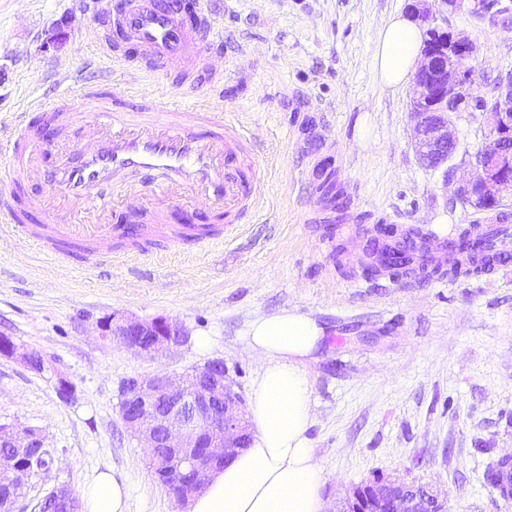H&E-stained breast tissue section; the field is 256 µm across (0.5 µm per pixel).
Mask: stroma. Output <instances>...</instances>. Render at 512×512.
<instances>
[{
	"mask_svg": "<svg viewBox=\"0 0 512 512\" xmlns=\"http://www.w3.org/2000/svg\"><path fill=\"white\" fill-rule=\"evenodd\" d=\"M409 2L213 0L227 57L224 116L257 141L271 183L258 214L224 243L186 255L159 231L145 255L79 268L0 231V336L41 354L76 387L75 401L64 403L49 375L0 356V423L34 430L54 451L19 512H34L59 486L83 492L104 471L126 486L127 512H180L119 418L121 384L220 359L237 391L250 395L266 359L248 351V325L283 310L324 330L301 368L325 512L389 475L438 487L451 512H512L486 481L489 466L512 452V265L449 284L367 287L351 262L365 229L385 219L426 229L488 217L419 164L413 86H386L376 72L377 36ZM95 19L92 0H0V127L38 102L81 105L77 74L180 102L174 76L89 67ZM448 27L475 42L478 91L489 95V78L512 70V29L486 28L464 12L449 15ZM324 165L348 201L343 241L331 209L305 219L320 202ZM112 314L167 317L188 337L166 356L140 357L100 338L97 324Z\"/></svg>",
	"mask_w": 512,
	"mask_h": 512,
	"instance_id": "obj_1",
	"label": "stroma"
}]
</instances>
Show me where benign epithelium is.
<instances>
[{"label": "benign epithelium", "mask_w": 512, "mask_h": 512, "mask_svg": "<svg viewBox=\"0 0 512 512\" xmlns=\"http://www.w3.org/2000/svg\"><path fill=\"white\" fill-rule=\"evenodd\" d=\"M497 11L487 0H416L409 14L439 47L426 46L414 73L411 108V145L419 162L429 169L448 167L459 149L456 120L460 113L490 116L482 141L470 160L443 172L444 183L455 184L456 196L470 204L481 198L506 204L512 199V72L500 74L497 91L486 102L477 92L480 72L476 46L463 32L447 28L448 15L467 12L489 28L512 25V0H499ZM99 336L115 340L142 357L154 358L181 346L187 334L178 322L165 317L151 320L108 318L98 323ZM0 355L32 366L39 353L0 337ZM56 394L70 398L73 383L48 365ZM119 416L127 431L150 448L157 459L165 448H180V466L190 473L189 491L172 494L187 504L201 491L218 465L228 463L252 436L246 401L227 376L224 361L213 360L182 373L141 374L120 387ZM0 475L17 489L32 478L25 463L30 449L42 446L32 430L0 424ZM337 512H448V500L427 484L403 477L377 478L355 488Z\"/></svg>", "instance_id": "1"}]
</instances>
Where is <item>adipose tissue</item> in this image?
<instances>
[{"instance_id":"1","label":"adipose tissue","mask_w":512,"mask_h":512,"mask_svg":"<svg viewBox=\"0 0 512 512\" xmlns=\"http://www.w3.org/2000/svg\"><path fill=\"white\" fill-rule=\"evenodd\" d=\"M422 43L418 25L402 15L392 17L376 43L381 81L389 86L407 82ZM322 339V328L294 311L249 323L248 347L266 358L250 401L257 432L250 446L192 498L190 512H322V468L307 435L310 387L300 369ZM125 498L122 483L99 473L83 495L84 512H125Z\"/></svg>"}]
</instances>
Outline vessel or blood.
<instances>
[{
	"instance_id": "1",
	"label": "vessel or blood",
	"mask_w": 512,
	"mask_h": 512,
	"mask_svg": "<svg viewBox=\"0 0 512 512\" xmlns=\"http://www.w3.org/2000/svg\"><path fill=\"white\" fill-rule=\"evenodd\" d=\"M97 20L98 57L126 71L176 72L181 86L194 96L177 107L143 97L132 107L127 91L87 86L82 93L87 112L71 111L62 100L35 104L39 118L70 132L76 142L72 154L63 145L53 154L42 151L28 114L20 113L4 137L8 163L0 168V179L29 182V202L48 221L43 227L29 226L26 210L3 194L0 222L39 251L56 240L77 244L91 266L111 263L113 233L108 224L81 223L86 213L116 211L124 224H163L167 205L201 196L213 204L214 223L231 232L256 211L270 181L256 160L248 130L225 120L217 100L196 95L200 87L224 79L206 65L208 55L224 50L211 0H99ZM156 170L167 177L149 187L128 177L132 171ZM105 185L111 186V194L102 193ZM465 232L496 265L512 264V225L499 220L465 231L451 224L427 233L418 246L407 233L392 240L372 236L366 241L369 263L391 271L397 256L411 245L415 258L400 277L434 283L465 278L470 274L465 265L444 273L437 268Z\"/></svg>"
}]
</instances>
